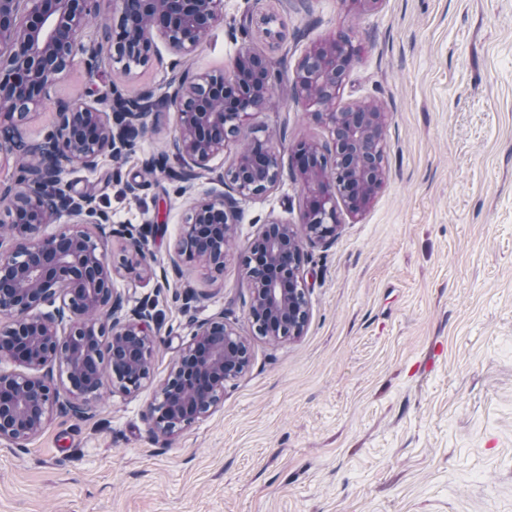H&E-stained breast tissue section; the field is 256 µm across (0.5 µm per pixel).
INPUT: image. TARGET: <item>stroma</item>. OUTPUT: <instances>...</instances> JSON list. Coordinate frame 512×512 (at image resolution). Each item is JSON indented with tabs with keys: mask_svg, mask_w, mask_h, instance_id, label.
<instances>
[{
	"mask_svg": "<svg viewBox=\"0 0 512 512\" xmlns=\"http://www.w3.org/2000/svg\"><path fill=\"white\" fill-rule=\"evenodd\" d=\"M339 36L359 48L340 105L385 114V185L362 215L341 213L334 241L306 246L309 323L272 340L247 319L244 258L270 218L301 222L294 147L330 132L290 80ZM245 42L281 76L253 120L281 177L241 201L223 271L170 264L188 206L212 187L187 192L166 174L180 166L174 107L121 158L68 175L112 218L109 258L148 244L151 272L114 286L125 310L153 308V381L133 397L105 391L86 418L54 412L24 447L1 442L0 512H512V0H224L189 57L158 38L149 66L128 74L103 56L93 81L77 53L19 133L43 140L62 101L161 99L172 75L230 73ZM151 156L164 168H144ZM218 313L247 337L249 368L212 414L157 437L155 384Z\"/></svg>",
	"mask_w": 512,
	"mask_h": 512,
	"instance_id": "obj_1",
	"label": "stroma"
}]
</instances>
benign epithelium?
<instances>
[{"label": "benign epithelium", "mask_w": 512, "mask_h": 512, "mask_svg": "<svg viewBox=\"0 0 512 512\" xmlns=\"http://www.w3.org/2000/svg\"><path fill=\"white\" fill-rule=\"evenodd\" d=\"M224 0H0V156L25 153L31 163L15 184L0 186V206L12 217L11 246L0 249V358L29 373L0 372V441L19 447L38 435L53 411L82 417L86 404L103 390L136 395L151 381L154 321L147 307L122 313L124 299L113 288L118 266L151 271L142 242L131 240L115 265L101 239L117 233L92 194L73 196L64 180L73 168H97L104 156L117 157L147 128L152 91L134 98L114 95L100 106L82 100L58 105L55 129L40 142H26L19 125L40 104L49 86L73 65L89 19L105 16L97 48L123 63L125 71L153 58L152 35H160L184 58L223 17ZM357 49L347 39L316 46L298 63L291 80L295 98L330 125L332 143H300L294 158L305 188L300 237L293 224L272 218L254 238L247 276V319L254 331L272 339L302 335L309 307L302 275L304 242L327 243L339 227L336 199L357 215L384 181V112L371 104L338 110L342 77ZM267 58L252 47L239 48L229 74H175L166 96L177 108L174 149L182 159L177 177L185 189L212 172L210 161L252 129L274 89ZM358 158V168L341 179L326 174L323 159ZM280 155L271 141L261 152L240 153L218 177L228 191H214L188 208L178 255L215 271L224 267V228L239 223L240 200L260 197L280 180ZM84 230L45 236L41 228L61 215ZM54 306L43 313L44 305ZM59 367L61 387L38 374ZM250 364L249 344L216 314L197 325L166 379L155 390L147 415L157 433L174 436L205 418L224 402V383ZM74 402L60 403V391Z\"/></svg>", "instance_id": "obj_1"}]
</instances>
